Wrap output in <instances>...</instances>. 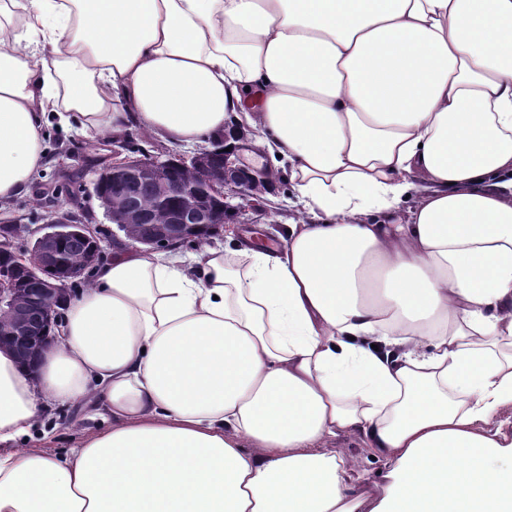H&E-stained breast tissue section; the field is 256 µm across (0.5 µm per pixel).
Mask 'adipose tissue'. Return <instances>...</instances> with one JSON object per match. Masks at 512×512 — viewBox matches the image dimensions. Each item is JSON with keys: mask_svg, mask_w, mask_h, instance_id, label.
<instances>
[{"mask_svg": "<svg viewBox=\"0 0 512 512\" xmlns=\"http://www.w3.org/2000/svg\"><path fill=\"white\" fill-rule=\"evenodd\" d=\"M231 117L287 238L116 252L33 365L0 349V512H512V0H0V202L48 119ZM49 399L90 423L62 455ZM353 435L381 480L317 449Z\"/></svg>", "mask_w": 512, "mask_h": 512, "instance_id": "obj_1", "label": "adipose tissue"}]
</instances>
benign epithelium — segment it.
Masks as SVG:
<instances>
[{
    "instance_id": "obj_1",
    "label": "benign epithelium",
    "mask_w": 512,
    "mask_h": 512,
    "mask_svg": "<svg viewBox=\"0 0 512 512\" xmlns=\"http://www.w3.org/2000/svg\"><path fill=\"white\" fill-rule=\"evenodd\" d=\"M127 142L116 139L112 145V164L100 173L104 178L112 179L114 194L126 200V208L112 216L115 229L112 237L119 238V233L128 224L141 225L140 235L129 241L133 247L141 246L150 251H168L177 241L188 236L194 224H209L214 235L226 231V223L233 211L239 206L231 203L235 198L252 197V186L261 181L263 176L239 164L237 150L224 153V162L220 166L211 164L210 158L216 151L223 150L222 141L214 140L208 147H200L189 155L176 158H162L158 155L125 156ZM181 164H191L197 171L198 183L186 185L162 179L163 172L173 160ZM153 179L158 183L161 201L172 197L181 200V205L169 211L167 222L157 224L151 214L139 209L136 204L137 190L142 181ZM219 198L224 203L221 211H209L199 203L201 195ZM31 229L27 224H12L8 221L0 225V251L13 256V266L23 275L25 281L35 284L32 308L20 311L14 324L8 328L12 343L11 350L18 358L27 354L33 344L45 346L44 330L56 324L60 317V306L70 296L72 280L78 271L69 267L61 268L60 245L71 234H79L98 244L97 252L87 257L88 262L103 254V239L97 227L78 222L63 224L56 216H51L41 233L35 237L32 246L19 250L14 247V240ZM22 293L19 280L13 276H0V307L12 306L16 297Z\"/></svg>"
}]
</instances>
